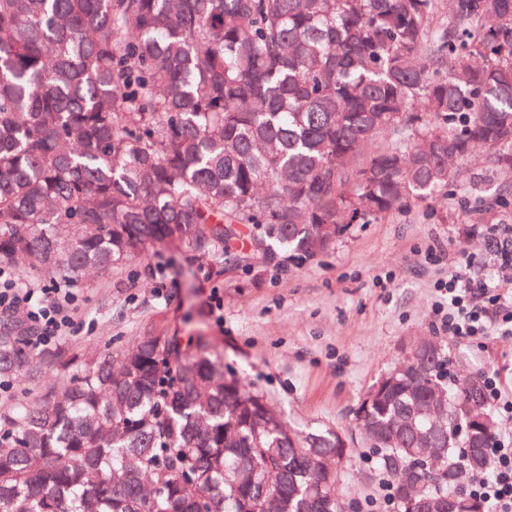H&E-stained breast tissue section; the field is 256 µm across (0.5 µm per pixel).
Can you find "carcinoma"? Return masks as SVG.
I'll use <instances>...</instances> for the list:
<instances>
[{"label": "carcinoma", "mask_w": 512, "mask_h": 512, "mask_svg": "<svg viewBox=\"0 0 512 512\" xmlns=\"http://www.w3.org/2000/svg\"><path fill=\"white\" fill-rule=\"evenodd\" d=\"M479 148L512 173V0H0V266L79 276L149 247L301 265L368 216L448 196ZM512 205L497 195L480 224ZM84 368L0 415V512H338L317 462L195 340L117 357L28 349L0 320V381ZM355 411L406 510L486 512L465 490L495 431L458 434L476 379L439 347Z\"/></svg>", "instance_id": "carcinoma-1"}]
</instances>
